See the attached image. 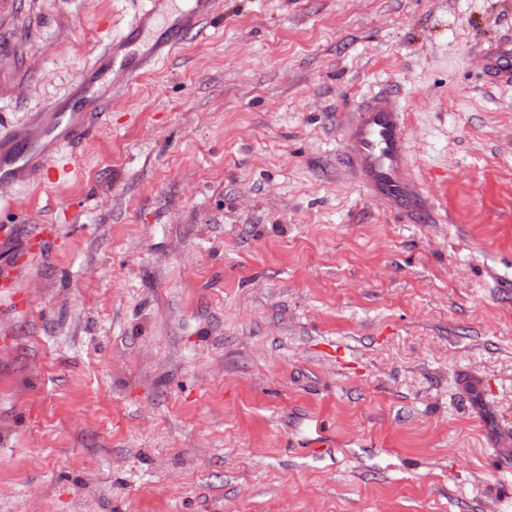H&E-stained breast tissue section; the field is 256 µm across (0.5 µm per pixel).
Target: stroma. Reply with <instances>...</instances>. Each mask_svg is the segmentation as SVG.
Returning <instances> with one entry per match:
<instances>
[{"instance_id": "stroma-1", "label": "stroma", "mask_w": 512, "mask_h": 512, "mask_svg": "<svg viewBox=\"0 0 512 512\" xmlns=\"http://www.w3.org/2000/svg\"><path fill=\"white\" fill-rule=\"evenodd\" d=\"M132 0H0V118ZM512 0H221L112 100L80 171L3 187L0 512H512ZM435 210L344 167L370 93ZM486 73L496 84L512 86V36L491 49L486 57Z\"/></svg>"}]
</instances>
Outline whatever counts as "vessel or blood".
Returning <instances> with one entry per match:
<instances>
[{
  "instance_id": "b4317fda",
  "label": "vessel or blood",
  "mask_w": 512,
  "mask_h": 512,
  "mask_svg": "<svg viewBox=\"0 0 512 512\" xmlns=\"http://www.w3.org/2000/svg\"><path fill=\"white\" fill-rule=\"evenodd\" d=\"M219 0H153L127 33L101 41L67 94L29 115L20 125L0 126V184H53L61 178L53 158L78 149L94 137L96 113L110 111L116 78L134 83L168 57L183 39L218 12ZM486 73L496 84L512 86V37L486 57ZM404 114L387 92L362 99L340 130L343 163L358 187L392 212L414 223L431 218L422 183L410 162Z\"/></svg>"
}]
</instances>
